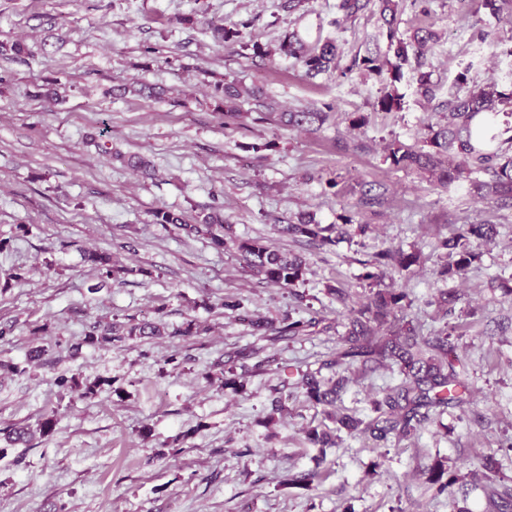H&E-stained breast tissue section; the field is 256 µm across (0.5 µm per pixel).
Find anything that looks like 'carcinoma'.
Wrapping results in <instances>:
<instances>
[{
  "mask_svg": "<svg viewBox=\"0 0 512 512\" xmlns=\"http://www.w3.org/2000/svg\"><path fill=\"white\" fill-rule=\"evenodd\" d=\"M378 6L382 21L380 35L385 37L386 51L370 52L361 58H354L352 66L342 71L347 74L356 67L384 85L382 96L377 101L381 112H396L402 107L403 95L398 93L397 83L405 73L417 85V92L427 102L432 103L438 89L431 81V74L424 71L427 54L437 42L436 34L425 26L402 31L397 22L398 0H339L337 10L345 19H354L372 6ZM479 5L490 15L500 18L512 15V0H479ZM241 23L218 30L224 42H245ZM280 53L295 59L306 76L315 77L335 71L339 67L340 52L334 39H319L314 44L306 42L298 33L291 32L281 42ZM473 62H468L458 72L455 84L448 87L447 99L438 104L445 111L446 124L428 126V137L423 146L407 145L400 141L387 144L384 160L400 169H416L431 174L442 187H449L472 174L489 175L487 180L471 181L472 190L480 198H490L502 208L512 209V130L497 127L498 107L512 103V72L504 75V84L496 82L484 86H469V73ZM328 118L321 110L301 109L282 112L279 120L292 129L316 131ZM154 223L170 226L188 235H204L218 250H234L244 262V267L252 274L263 277L271 284L282 288H292L304 281L308 270L305 257L258 240H240L229 234L230 226L224 224V217L217 210L197 217L190 224L184 214L166 208L153 211ZM363 233L366 226L354 225L352 218L342 224L322 226L308 214H301L297 221L277 225L282 237L295 241L300 239L318 240L324 245H334L336 241L350 234L352 228ZM494 234L490 224H469L461 232L440 242V247L451 258L440 271V275L453 278L463 277L479 258L476 248L491 241ZM416 256L401 249H388L372 256L364 262L371 267L364 278L372 281L378 289L371 292L367 302L351 311L344 350L336 359L324 362L333 368L341 360L362 359V363H379L387 358L396 361L402 381L386 390L373 401L376 416L368 421L342 416L334 418L340 427L348 431L367 433L381 444L391 436L408 437L429 419V411L448 405L461 406L467 403L464 398L468 384L465 367L457 352L458 346L443 330L435 336H420L404 318H398L394 311L403 310L402 301L407 294L396 287L393 273L408 269ZM89 260L95 265L98 277L105 283L112 278V258L107 253H93ZM389 284H384V280ZM224 309L238 314L255 332L263 333L271 341L296 339L305 334L316 319H296L286 312L276 322L246 313L243 299L226 296ZM203 331L195 319H188L171 331L161 322L138 321L129 318L125 322L101 324L96 322L86 333L85 343L100 348H112L129 339H142L152 336H198ZM58 386L77 395L81 399L95 396L104 385H112L108 380L81 381L78 377L60 376ZM299 385L309 402L314 405L331 406L336 402L343 387L342 381L332 385L324 383L312 373H303ZM447 469L439 464L429 470V482L436 486V493L448 495L454 502L453 485L456 479H447ZM317 478L313 471H298L288 475L285 483L299 488H310Z\"/></svg>",
  "mask_w": 512,
  "mask_h": 512,
  "instance_id": "1",
  "label": "carcinoma"
}]
</instances>
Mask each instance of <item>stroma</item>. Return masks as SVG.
<instances>
[{
    "mask_svg": "<svg viewBox=\"0 0 512 512\" xmlns=\"http://www.w3.org/2000/svg\"><path fill=\"white\" fill-rule=\"evenodd\" d=\"M338 0H0V41H21L27 54L0 59V267L21 271L0 279V512H451L426 470L444 462L459 507L512 512V495L489 508L480 460L494 455L498 490L512 492V209L478 198L463 181L444 189L417 170L384 163L394 140L421 142L440 120L402 80L403 105L379 112V83L355 70L306 77L279 45L290 32L307 40L336 38L343 64L366 51L375 15L333 28ZM430 13L402 0L400 29L431 27L439 36L426 68L450 86L460 61H473L471 81L512 63V18L477 12L475 0H430ZM249 22L257 50L219 40L214 26ZM491 31L494 52L469 36ZM54 84L58 100L39 98ZM163 87L159 98L121 94L119 86ZM253 90L243 118L224 122L216 84ZM279 112L332 105L315 133L289 129ZM142 156L152 176L131 168ZM339 179L334 194L328 179ZM383 200L365 204L362 185ZM220 205L241 238L262 237L303 254L305 292L318 323L308 335L275 344L224 311V295L245 298L254 314L275 321L293 309L288 289L250 275L235 251L215 249L153 221L164 207L194 219ZM314 214L320 224L346 215L365 234L334 244L295 243L276 225ZM495 224L494 243L466 276L446 279L439 242L465 224ZM400 248L418 256L397 277L411 302L409 320L421 335L451 329L469 381V402L431 413L417 434L373 448L359 434L341 433L331 448L309 445L307 428L334 430L329 409L307 403L287 361L320 378L348 375L334 409L359 419L372 401L401 380L397 366L324 368L341 346L351 310L369 294L364 260ZM89 251L112 256L114 274L100 285ZM349 293L340 302L335 289ZM456 291L455 313L442 317L430 299ZM136 318L180 326L207 325L198 336L134 339L105 349L85 344L90 323ZM43 347L40 362L28 360ZM263 348L271 365L246 374L239 390L204 377L224 353ZM107 380L96 398L61 393L60 375ZM285 408L273 413L272 401ZM56 424L29 446L8 445L13 427ZM314 470L311 489L288 487V474Z\"/></svg>",
    "mask_w": 512,
    "mask_h": 512,
    "instance_id": "35a3bbf8",
    "label": "stroma"
}]
</instances>
